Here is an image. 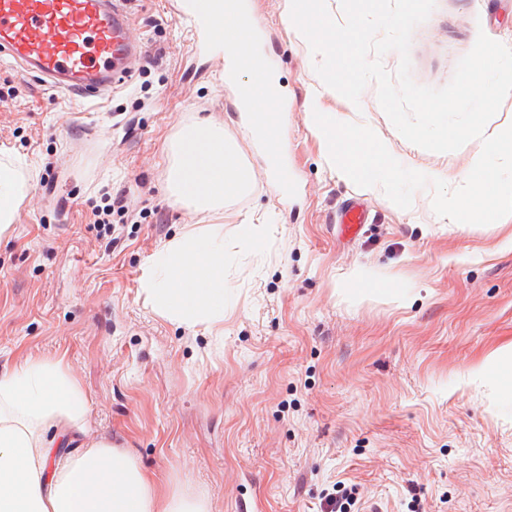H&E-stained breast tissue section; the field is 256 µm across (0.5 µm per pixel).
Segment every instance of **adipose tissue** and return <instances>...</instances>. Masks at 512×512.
<instances>
[{
  "label": "adipose tissue",
  "instance_id": "ef3b65f1",
  "mask_svg": "<svg viewBox=\"0 0 512 512\" xmlns=\"http://www.w3.org/2000/svg\"><path fill=\"white\" fill-rule=\"evenodd\" d=\"M251 21L234 33L214 26L239 76L238 100L249 110L260 60L250 44ZM251 170L236 141L201 119L184 126L173 149L169 190L199 213L222 211L246 194ZM153 308L187 326L224 321V227L210 224L168 241L146 288ZM87 401L57 362L30 360L0 371V512H208L206 504L163 494L130 453L99 441L75 458H56L48 430L82 428Z\"/></svg>",
  "mask_w": 512,
  "mask_h": 512
}]
</instances>
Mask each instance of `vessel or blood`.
Segmentation results:
<instances>
[{
	"label": "vessel or blood",
	"mask_w": 512,
	"mask_h": 512,
	"mask_svg": "<svg viewBox=\"0 0 512 512\" xmlns=\"http://www.w3.org/2000/svg\"><path fill=\"white\" fill-rule=\"evenodd\" d=\"M127 0H0V59L36 74L47 87L89 100L111 91L141 59ZM363 204L347 203L337 219L352 237L368 223Z\"/></svg>",
	"instance_id": "obj_1"
}]
</instances>
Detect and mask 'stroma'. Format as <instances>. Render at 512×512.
<instances>
[{"instance_id":"stroma-1","label":"stroma","mask_w":512,"mask_h":512,"mask_svg":"<svg viewBox=\"0 0 512 512\" xmlns=\"http://www.w3.org/2000/svg\"><path fill=\"white\" fill-rule=\"evenodd\" d=\"M178 0H129L145 42L138 73L91 101L0 61V164L24 178L0 237V369L61 363L89 406L61 438L126 449L162 493L208 512H512V396L496 351L512 344V216L457 225L430 189L402 209L326 161L308 112L370 127L405 167L453 183L480 141L448 153L401 137L376 83L352 103L319 84L286 0H253L281 94L288 184L272 181L224 79V53L198 44ZM512 48V0H436L412 33L411 75L447 85L478 34ZM207 118L238 142L250 191L203 216L171 197V144ZM130 204L122 238L99 236L107 197ZM369 210L344 239L347 201ZM224 227V322L188 327L145 288L164 244ZM264 234L240 252L243 225Z\"/></svg>"}]
</instances>
